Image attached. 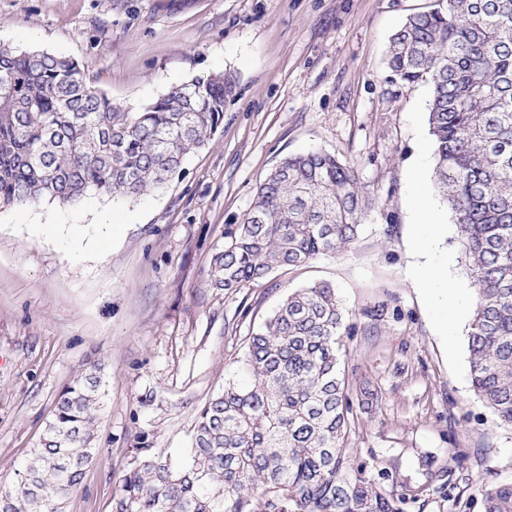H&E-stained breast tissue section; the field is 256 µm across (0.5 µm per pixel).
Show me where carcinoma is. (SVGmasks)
<instances>
[{
	"instance_id": "cac0c4a2",
	"label": "carcinoma",
	"mask_w": 512,
	"mask_h": 512,
	"mask_svg": "<svg viewBox=\"0 0 512 512\" xmlns=\"http://www.w3.org/2000/svg\"><path fill=\"white\" fill-rule=\"evenodd\" d=\"M392 80L431 87L437 192L468 261L474 311L471 385L512 428V0H445L392 36ZM232 73L192 79L135 114L98 90L74 59L0 45V209L162 187L224 121ZM369 198L356 170L323 151L282 159L213 257V285H261L358 238ZM346 309L315 282L287 293L251 332L245 386L201 410L186 461L136 442L112 512H405L392 468L358 461L346 442L354 404L338 367ZM100 367L66 387L0 512H65L96 459ZM467 456L430 473L453 503ZM483 512H512V480L478 486Z\"/></svg>"
}]
</instances>
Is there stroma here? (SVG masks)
Returning <instances> with one entry per match:
<instances>
[{
  "instance_id": "1",
  "label": "stroma",
  "mask_w": 512,
  "mask_h": 512,
  "mask_svg": "<svg viewBox=\"0 0 512 512\" xmlns=\"http://www.w3.org/2000/svg\"><path fill=\"white\" fill-rule=\"evenodd\" d=\"M438 0H0V44L77 60L136 112L188 80L236 76L221 128L163 187L0 209V486L19 480L60 392L99 364L96 460L66 512H111L137 435L186 457L197 417L247 383L246 340L288 291L335 286L348 314L341 370L357 456L394 464L422 491L406 512H483L477 482L512 479V428L472 390L474 292L451 211L433 192L428 84L392 81L391 36ZM322 150L353 165L372 197L356 242L263 285L213 286V256L284 157ZM434 235L457 306L415 278ZM466 454L452 507L428 467Z\"/></svg>"
}]
</instances>
